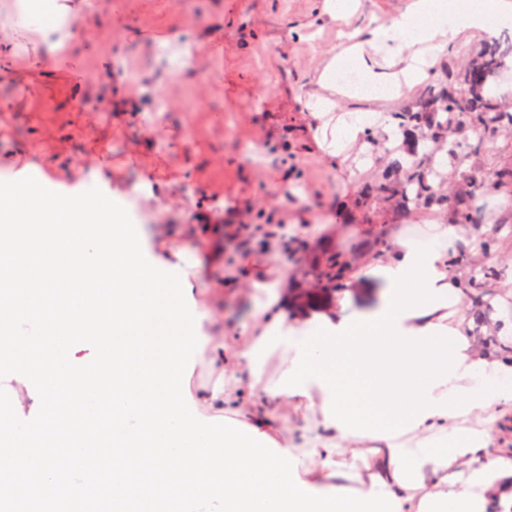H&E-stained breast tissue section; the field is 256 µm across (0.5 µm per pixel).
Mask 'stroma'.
<instances>
[{"label": "stroma", "mask_w": 512, "mask_h": 512, "mask_svg": "<svg viewBox=\"0 0 512 512\" xmlns=\"http://www.w3.org/2000/svg\"><path fill=\"white\" fill-rule=\"evenodd\" d=\"M16 2L0 0V176L34 157L54 182L89 194L106 180L133 205L150 248L187 246L208 332L240 335L255 310L252 283L287 288L304 256L282 261L280 242L346 251L371 237L366 219L334 216L369 164L348 141L330 156L307 103L324 62L391 24L408 0H360L336 17L323 0H62L63 53ZM159 85L173 106L164 115ZM413 94L340 97L333 116H381ZM246 142L267 163L249 162ZM216 152L223 168L210 164ZM287 191L299 200L283 203ZM263 224L279 225L278 239L262 242L254 228ZM384 289L380 277L355 274L330 311L365 315Z\"/></svg>", "instance_id": "35a3bbf8"}]
</instances>
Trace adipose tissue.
Here are the masks:
<instances>
[{
  "label": "adipose tissue",
  "mask_w": 512,
  "mask_h": 512,
  "mask_svg": "<svg viewBox=\"0 0 512 512\" xmlns=\"http://www.w3.org/2000/svg\"><path fill=\"white\" fill-rule=\"evenodd\" d=\"M489 11L511 17L512 0L462 9L412 0L354 46L365 84L393 97L427 78L425 50L484 28ZM416 44L422 52L404 57ZM387 62L401 71L386 72ZM455 235L438 224L426 240H399L372 269L386 298L367 316L293 326L272 283L246 335L211 336L195 284L176 264L182 244L151 253L139 218L109 190L0 178V344L11 352L6 373L31 383L38 412L30 422L0 414V442L15 458L0 496H35L49 510L70 477L61 459L91 446L105 460L111 512H192L206 500L222 512H477L492 493L512 508V493L495 484L512 475V461L486 455L484 431L512 403V364L477 355L448 312L457 286L442 258ZM152 323L173 334L148 353L142 335ZM103 338L109 356L81 363L82 344ZM208 352L224 360L210 416L188 392ZM254 397L304 408L306 447L291 446L274 419L249 417ZM98 410L111 423L84 425ZM366 441L359 486L345 487L336 454ZM463 458L465 474L456 469Z\"/></svg>",
  "instance_id": "obj_1"
}]
</instances>
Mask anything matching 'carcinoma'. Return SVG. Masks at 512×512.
Returning a JSON list of instances; mask_svg holds the SVG:
<instances>
[{
	"label": "carcinoma",
	"mask_w": 512,
	"mask_h": 512,
	"mask_svg": "<svg viewBox=\"0 0 512 512\" xmlns=\"http://www.w3.org/2000/svg\"><path fill=\"white\" fill-rule=\"evenodd\" d=\"M448 65L442 75L399 110L389 113L388 127L396 129L400 149L384 147L387 133L366 128L359 140L371 145L376 161L357 176L358 187L336 222L358 216L412 217L425 206L437 209L450 224L480 225L489 198L512 200V101L491 90L497 74L512 68V41L479 38L468 45L454 44L445 51ZM467 152L474 168L461 169L456 155ZM476 252L451 254L444 265L459 284L466 302L470 335L493 357L512 360V318L491 323L501 301H509L502 283L506 269L492 253L512 245V221H496L494 233L476 235ZM392 250L383 231L357 244L350 253L322 245L307 254L302 277L288 289V308L295 317L330 305L344 290L355 264ZM32 497L22 503L0 500V512H39Z\"/></svg>",
	"instance_id": "obj_1"
}]
</instances>
